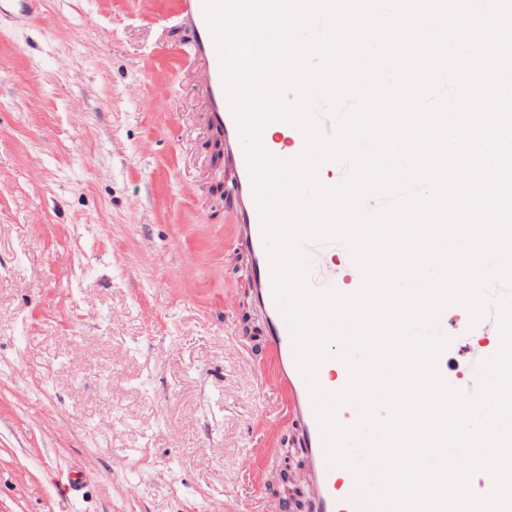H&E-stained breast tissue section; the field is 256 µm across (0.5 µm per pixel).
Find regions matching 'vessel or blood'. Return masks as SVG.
Here are the masks:
<instances>
[{
    "label": "vessel or blood",
    "mask_w": 512,
    "mask_h": 512,
    "mask_svg": "<svg viewBox=\"0 0 512 512\" xmlns=\"http://www.w3.org/2000/svg\"><path fill=\"white\" fill-rule=\"evenodd\" d=\"M184 4V19L193 36V54L206 63L203 78V93L209 106L206 123L223 137L227 151L231 174L229 189L235 210V245L249 258L247 286L250 302L263 324L267 345L275 360L278 384L287 395L296 442L307 460L311 484L308 512H369L366 498L345 490L343 475L347 471L346 466L330 464L327 459L326 437L315 414L309 384L298 367L293 339L275 297L248 159L225 88L221 59L205 14L204 0H184ZM284 129L289 134V147H282L279 141L264 133L260 136L264 150L277 159L287 152L292 157H299L306 147L304 133L290 123L285 124ZM316 284L324 291L352 295L362 287L363 273L357 264L352 263L344 279H337L333 272L323 271ZM327 351L329 356L319 365L316 378L323 390L335 393L346 387L350 371L341 358L344 347L339 341L329 342Z\"/></svg>",
    "instance_id": "vessel-or-blood-1"
}]
</instances>
